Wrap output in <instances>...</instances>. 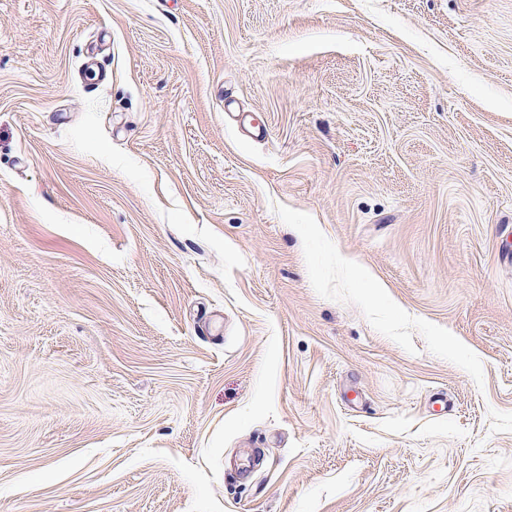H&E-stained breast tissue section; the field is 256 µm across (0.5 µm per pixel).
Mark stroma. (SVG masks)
<instances>
[{
	"mask_svg": "<svg viewBox=\"0 0 512 512\" xmlns=\"http://www.w3.org/2000/svg\"><path fill=\"white\" fill-rule=\"evenodd\" d=\"M511 233L512 0H0V512H512Z\"/></svg>",
	"mask_w": 512,
	"mask_h": 512,
	"instance_id": "stroma-1",
	"label": "stroma"
}]
</instances>
